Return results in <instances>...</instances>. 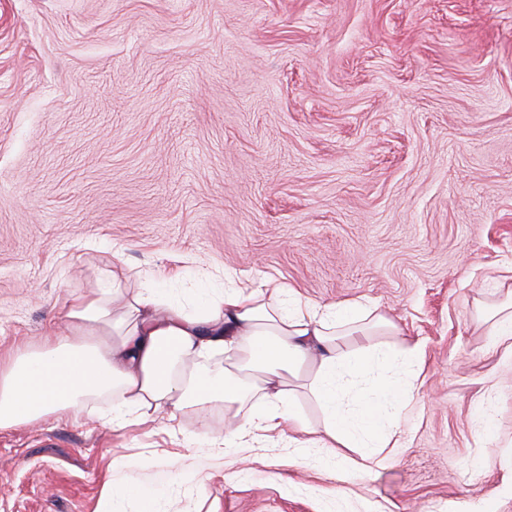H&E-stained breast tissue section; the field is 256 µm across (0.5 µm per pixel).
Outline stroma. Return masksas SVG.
Masks as SVG:
<instances>
[{
    "label": "stroma",
    "instance_id": "obj_1",
    "mask_svg": "<svg viewBox=\"0 0 512 512\" xmlns=\"http://www.w3.org/2000/svg\"><path fill=\"white\" fill-rule=\"evenodd\" d=\"M104 249L378 302L431 376L355 512H512V368L477 315L512 270V0H0L1 355L64 330ZM204 427L223 408L1 432L0 512H93L116 454L145 483L202 471L198 512H317L308 487L333 485L259 449L187 455ZM497 391L492 386L487 393L482 396L476 412L473 414L471 424L475 432L486 434L496 417Z\"/></svg>",
    "mask_w": 512,
    "mask_h": 512
}]
</instances>
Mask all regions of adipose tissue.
I'll use <instances>...</instances> for the list:
<instances>
[{
    "label": "adipose tissue",
    "instance_id": "obj_1",
    "mask_svg": "<svg viewBox=\"0 0 512 512\" xmlns=\"http://www.w3.org/2000/svg\"><path fill=\"white\" fill-rule=\"evenodd\" d=\"M65 333L50 330L0 360V430L50 416L80 417L108 397L115 426L171 427L223 407V435L189 450L223 458L251 448L335 483L318 512H353L351 484L404 448L428 377L427 344L376 302H319L276 280L227 286L188 280L184 268L137 271L102 261L95 285L72 294ZM489 346L512 362V289L490 311ZM132 457L113 456L94 512H196L201 479L181 462L164 482L125 480Z\"/></svg>",
    "mask_w": 512,
    "mask_h": 512
}]
</instances>
